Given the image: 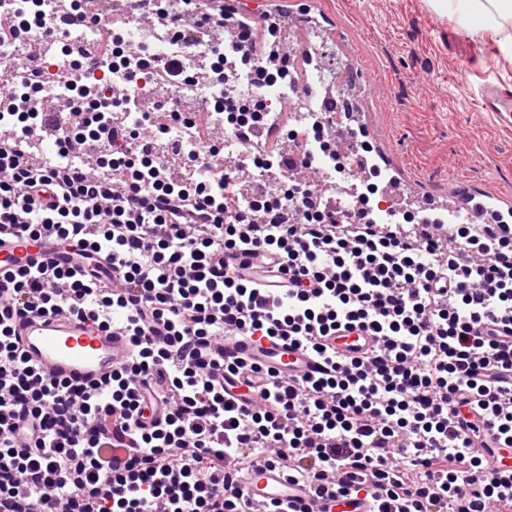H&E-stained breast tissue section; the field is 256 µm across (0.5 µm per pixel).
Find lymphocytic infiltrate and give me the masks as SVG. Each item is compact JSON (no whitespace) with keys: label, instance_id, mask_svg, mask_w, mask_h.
Wrapping results in <instances>:
<instances>
[{"label":"lymphocytic infiltrate","instance_id":"lymphocytic-infiltrate-1","mask_svg":"<svg viewBox=\"0 0 512 512\" xmlns=\"http://www.w3.org/2000/svg\"><path fill=\"white\" fill-rule=\"evenodd\" d=\"M257 85L285 78L275 14L234 19ZM121 50L86 57L64 77L129 86L151 70ZM0 237L50 234L99 269L51 262L9 273L0 293V512H252L243 474L275 462L290 479L366 492L373 512H512V223L373 222L369 211L313 210L298 132L260 209H242L237 171L175 177L156 154L170 126L147 112L112 141L93 101L59 155L94 142V165L67 168L21 149L47 127L31 103L40 76L0 62ZM123 281L105 288L102 271ZM90 316L126 330L131 354L99 384L45 378L18 344L12 319ZM358 324L377 343L346 358L326 339ZM228 336L280 338L313 355L318 375L284 381L224 358ZM240 389L229 396L226 385ZM138 456L110 452L113 420ZM497 449L488 465L485 449Z\"/></svg>","mask_w":512,"mask_h":512}]
</instances>
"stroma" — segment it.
Here are the masks:
<instances>
[{
  "label": "stroma",
  "instance_id": "stroma-1",
  "mask_svg": "<svg viewBox=\"0 0 512 512\" xmlns=\"http://www.w3.org/2000/svg\"><path fill=\"white\" fill-rule=\"evenodd\" d=\"M321 17L328 68L340 60L367 86L372 136L385 137L401 175L424 193L462 184L512 199V130L479 108L478 87L512 86V52L492 34L470 35L428 0H298Z\"/></svg>",
  "mask_w": 512,
  "mask_h": 512
}]
</instances>
